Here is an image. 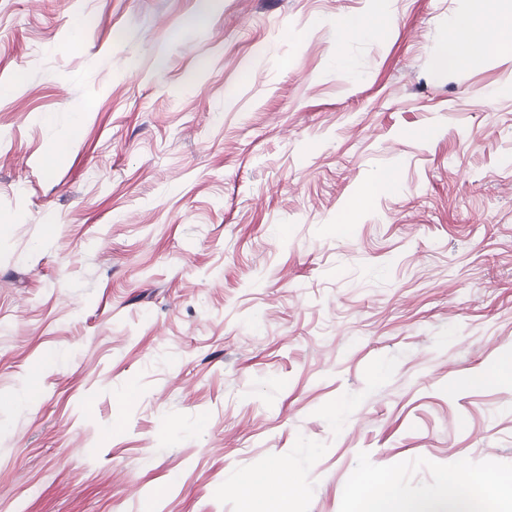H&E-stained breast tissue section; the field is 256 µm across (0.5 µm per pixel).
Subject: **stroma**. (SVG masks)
Returning a JSON list of instances; mask_svg holds the SVG:
<instances>
[{
  "mask_svg": "<svg viewBox=\"0 0 512 512\" xmlns=\"http://www.w3.org/2000/svg\"><path fill=\"white\" fill-rule=\"evenodd\" d=\"M490 9L0 0V512L512 471V48L442 62ZM341 29L349 38L359 39L373 35L376 25L361 16L346 17L341 22ZM269 491L277 492V497ZM298 492L299 486L290 480L288 467L279 461L250 474L237 488L242 512H286L288 498Z\"/></svg>",
  "mask_w": 512,
  "mask_h": 512,
  "instance_id": "1",
  "label": "stroma"
}]
</instances>
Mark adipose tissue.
<instances>
[{
	"label": "adipose tissue",
	"mask_w": 512,
	"mask_h": 512,
	"mask_svg": "<svg viewBox=\"0 0 512 512\" xmlns=\"http://www.w3.org/2000/svg\"><path fill=\"white\" fill-rule=\"evenodd\" d=\"M511 44V23L490 13L471 15L451 27L444 60L453 68H469L486 53ZM298 491L287 466L279 461L250 474L237 488L242 512H287L288 498Z\"/></svg>",
	"instance_id": "1"
}]
</instances>
